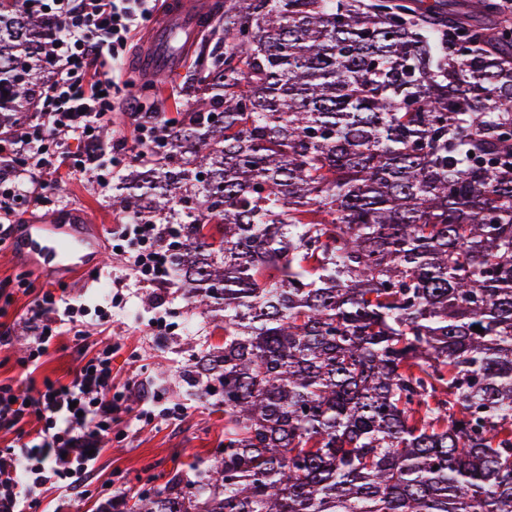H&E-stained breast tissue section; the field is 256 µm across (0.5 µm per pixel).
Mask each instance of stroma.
I'll return each instance as SVG.
<instances>
[{
	"instance_id": "35a3bbf8",
	"label": "stroma",
	"mask_w": 512,
	"mask_h": 512,
	"mask_svg": "<svg viewBox=\"0 0 512 512\" xmlns=\"http://www.w3.org/2000/svg\"><path fill=\"white\" fill-rule=\"evenodd\" d=\"M73 211L90 216L85 230L103 245L108 244L113 225L121 221L111 196L98 193L88 180L79 178L62 186L53 182L37 185L29 205L11 221L62 224ZM27 273L34 290L55 288L92 309L101 303L102 283L124 278L126 286L113 300L112 317L104 325L105 335L121 343L114 361L116 382L127 388L131 405L158 395L163 404L179 410L176 417L145 422L129 429L127 436H113L98 462L99 483H107L113 475L120 477L125 487L119 497L124 500L141 490L160 488L176 474L196 480L200 470L214 463L224 442V412L218 396L207 392L206 380L187 378L186 373L198 352L223 343V331L190 308L176 276H169L162 285L141 286L125 261L107 251L91 256L79 270L56 268L37 273L23 260L0 251V281ZM27 303V298H19L0 316L12 332L11 345L0 347V377L14 376L15 359L27 346L21 319ZM161 314L172 328L168 335L156 336L150 323Z\"/></svg>"
}]
</instances>
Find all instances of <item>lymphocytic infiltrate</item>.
Returning <instances> with one entry per match:
<instances>
[{
    "instance_id": "obj_1",
    "label": "lymphocytic infiltrate",
    "mask_w": 512,
    "mask_h": 512,
    "mask_svg": "<svg viewBox=\"0 0 512 512\" xmlns=\"http://www.w3.org/2000/svg\"><path fill=\"white\" fill-rule=\"evenodd\" d=\"M48 16L52 51L45 80L32 102L21 135L0 132V247L11 235L5 217L27 201L25 181L85 176L103 193L134 156L126 139L103 141L104 123L120 103L132 106L133 134L147 154L164 152L168 119H143L129 83L115 69L134 33L155 14L156 0H24ZM178 239L173 224L130 223L112 235V248L128 258L140 282L154 285L169 275V251ZM14 294L31 296L23 315L30 342L16 365L19 375L0 381V431L14 441L0 449V512H38L44 490L82 494L97 465L96 452L120 422L136 425L144 407H131L112 387V361L120 346L94 344L68 381H35L51 347L64 334L85 340L86 305L46 290L35 294L28 277L12 280Z\"/></svg>"
}]
</instances>
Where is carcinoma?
<instances>
[{
  "label": "carcinoma",
  "mask_w": 512,
  "mask_h": 512,
  "mask_svg": "<svg viewBox=\"0 0 512 512\" xmlns=\"http://www.w3.org/2000/svg\"><path fill=\"white\" fill-rule=\"evenodd\" d=\"M501 12L224 0L170 149L112 185L127 220L180 225L183 295L224 330L190 365L224 448L127 512H512ZM51 27L0 0V111L42 85Z\"/></svg>",
  "instance_id": "1"
}]
</instances>
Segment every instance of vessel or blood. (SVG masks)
Wrapping results in <instances>:
<instances>
[{
	"instance_id": "1",
	"label": "vessel or blood",
	"mask_w": 512,
	"mask_h": 512,
	"mask_svg": "<svg viewBox=\"0 0 512 512\" xmlns=\"http://www.w3.org/2000/svg\"><path fill=\"white\" fill-rule=\"evenodd\" d=\"M216 11L217 0H165L139 45L135 66L152 80L181 71ZM10 249L35 270H77L95 253L97 242L67 225L29 224L11 239Z\"/></svg>"
}]
</instances>
